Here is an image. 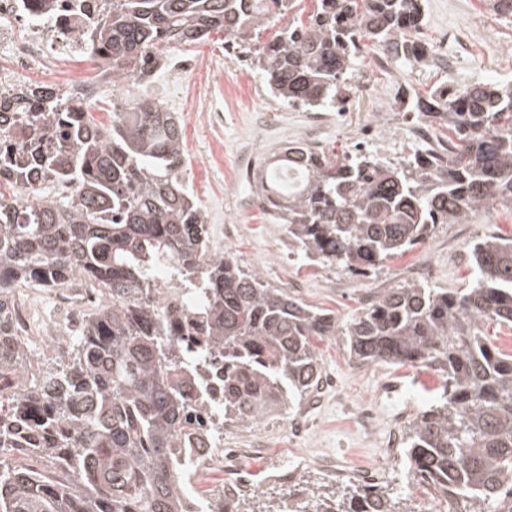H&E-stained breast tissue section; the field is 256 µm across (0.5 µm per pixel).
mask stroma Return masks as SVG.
<instances>
[{
  "label": "stroma",
  "mask_w": 512,
  "mask_h": 512,
  "mask_svg": "<svg viewBox=\"0 0 512 512\" xmlns=\"http://www.w3.org/2000/svg\"><path fill=\"white\" fill-rule=\"evenodd\" d=\"M422 38L443 69L382 61L367 48L348 79L344 104L333 109L290 106L273 98L251 65L224 50V37L169 47L191 60L192 70L179 82L155 80L148 89L169 111L178 113L187 162L186 180L208 224L213 252L229 251L248 272L259 273L271 286L287 289L307 304L332 310L338 322L357 315L376 293L417 280L422 266L434 267L428 280L438 288L471 284L470 246L487 235L512 236V210L493 204L464 224H440L424 242L376 270L359 274L306 258L260 206L247 171L262 164L288 142L311 143L330 153L362 149L397 162L418 143L412 114L401 111L403 98L423 94L435 84L512 81V17L491 12L485 0H423ZM221 108L214 120L212 108ZM34 336L28 343L26 371L47 366L53 333L65 321L53 295L30 289ZM324 387L292 404L284 414L243 427L225 424L224 445L244 449L243 464L254 474L248 487L235 493L251 512L288 500L308 487L326 495L354 484L358 470H372L379 485L403 495V512H445L448 503L432 498L407 478L402 448L391 437L405 438L409 422L438 394L439 373L426 367L352 362L340 336L317 343ZM401 392V415L393 417L380 403L385 383ZM374 407L371 428L358 425L362 407Z\"/></svg>",
  "instance_id": "obj_1"
}]
</instances>
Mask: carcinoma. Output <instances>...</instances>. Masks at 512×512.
<instances>
[{
	"label": "carcinoma",
	"instance_id": "carcinoma-1",
	"mask_svg": "<svg viewBox=\"0 0 512 512\" xmlns=\"http://www.w3.org/2000/svg\"><path fill=\"white\" fill-rule=\"evenodd\" d=\"M264 0H112L94 52L115 82L152 80L164 46L224 33L270 93L294 106L336 107L363 47L427 66L417 34L421 0H315L307 22L263 45ZM406 110L432 131L393 167L375 154L330 156L279 148L253 174L265 210L305 256L357 272L400 256L438 224H464L496 202L512 208V84L439 85ZM0 128V381L24 373L16 290L77 294L100 303L78 334L57 336L54 365L25 387L0 385V512H242L224 489L189 492L179 456L186 435L218 440L224 424L253 423L315 391V341L345 338L351 360L430 367L442 394L408 427L409 475L455 512H512V351L485 328L512 330V237L471 247L475 284L404 282L375 295L350 322L246 272L210 250L204 214L183 175L178 117L139 94L112 104L105 125L73 104L23 112ZM38 172L49 197L29 183ZM161 266L177 287L151 288ZM222 378L224 413L201 420L195 392ZM266 512H399L387 488L296 494Z\"/></svg>",
	"mask_w": 512,
	"mask_h": 512
}]
</instances>
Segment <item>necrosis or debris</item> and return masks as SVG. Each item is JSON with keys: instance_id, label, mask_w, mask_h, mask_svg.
<instances>
[{"instance_id": "1", "label": "necrosis or debris", "mask_w": 512, "mask_h": 512, "mask_svg": "<svg viewBox=\"0 0 512 512\" xmlns=\"http://www.w3.org/2000/svg\"><path fill=\"white\" fill-rule=\"evenodd\" d=\"M102 0H0V99L21 87L34 66L61 56L81 54L92 43V19ZM111 76L87 80L71 75L50 98H29L27 109H61L66 103H88L111 87Z\"/></svg>"}]
</instances>
